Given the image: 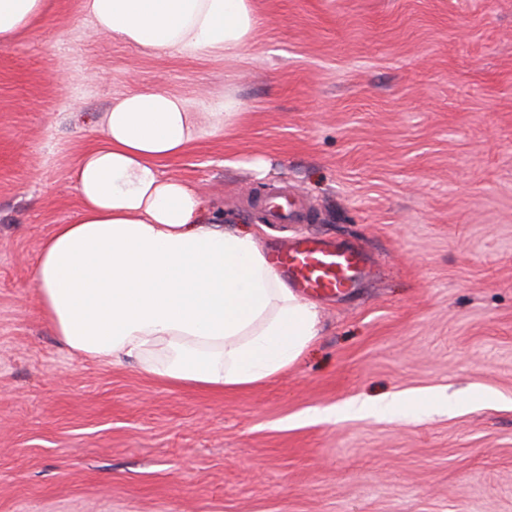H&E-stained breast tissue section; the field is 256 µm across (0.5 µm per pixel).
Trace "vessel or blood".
<instances>
[{
    "label": "vessel or blood",
    "instance_id": "1",
    "mask_svg": "<svg viewBox=\"0 0 512 512\" xmlns=\"http://www.w3.org/2000/svg\"><path fill=\"white\" fill-rule=\"evenodd\" d=\"M267 210L273 221L280 224L301 218L295 200L285 195L270 198ZM275 261L286 270L291 288L304 296H329L347 291L354 286L365 264L360 253L318 237L289 242Z\"/></svg>",
    "mask_w": 512,
    "mask_h": 512
}]
</instances>
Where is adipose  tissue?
<instances>
[{"label": "adipose tissue", "mask_w": 512, "mask_h": 512, "mask_svg": "<svg viewBox=\"0 0 512 512\" xmlns=\"http://www.w3.org/2000/svg\"><path fill=\"white\" fill-rule=\"evenodd\" d=\"M51 8V0H0V45H12ZM81 13L147 54L231 63L243 60L262 23L254 0H81ZM241 111L231 96L203 112L164 89L113 98L98 142L71 175L79 212L55 225L32 272L43 313L67 347L221 391L279 376L318 338L317 304L288 286L259 236L224 231L191 183L160 169ZM430 405L426 398L354 400L318 417L401 419Z\"/></svg>", "instance_id": "ef3b65f1"}]
</instances>
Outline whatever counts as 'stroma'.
Returning <instances> with one entry per match:
<instances>
[{"label": "stroma", "instance_id": "stroma-1", "mask_svg": "<svg viewBox=\"0 0 512 512\" xmlns=\"http://www.w3.org/2000/svg\"><path fill=\"white\" fill-rule=\"evenodd\" d=\"M80 0L0 47V512H512V0H255L244 61L147 55ZM242 112L165 161L266 253L369 264L288 373L217 393L64 345L32 267L129 87ZM288 194L308 218L273 224ZM433 396L418 420L315 421Z\"/></svg>", "mask_w": 512, "mask_h": 512}]
</instances>
